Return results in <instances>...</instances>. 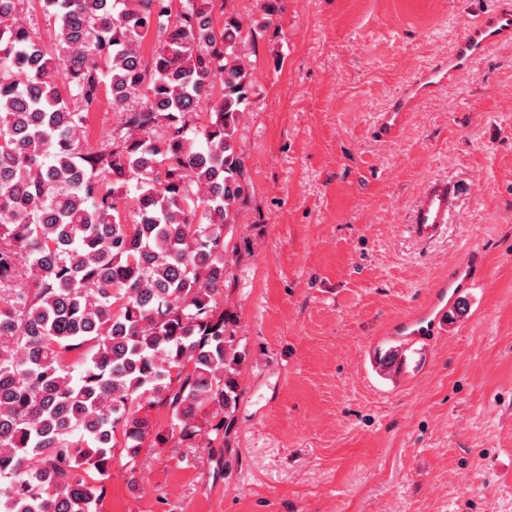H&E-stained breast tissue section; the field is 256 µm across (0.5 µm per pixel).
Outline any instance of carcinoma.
Segmentation results:
<instances>
[{
  "label": "carcinoma",
  "mask_w": 512,
  "mask_h": 512,
  "mask_svg": "<svg viewBox=\"0 0 512 512\" xmlns=\"http://www.w3.org/2000/svg\"><path fill=\"white\" fill-rule=\"evenodd\" d=\"M38 2L53 52L0 0V512H98L116 449L214 456L234 424L246 352L218 296L257 31L217 0ZM105 95L120 124L91 150Z\"/></svg>",
  "instance_id": "cac0c4a2"
}]
</instances>
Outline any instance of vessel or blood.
Returning <instances> with one entry per match:
<instances>
[{
  "label": "vessel or blood",
  "instance_id": "1",
  "mask_svg": "<svg viewBox=\"0 0 512 512\" xmlns=\"http://www.w3.org/2000/svg\"><path fill=\"white\" fill-rule=\"evenodd\" d=\"M511 44L512 0H492L491 5L479 10L454 39L447 56L421 71L379 112L375 125L377 136L394 138L408 113L420 101L473 74L492 47ZM454 205L455 191L447 182L428 181L413 207L412 224L416 235L426 240L438 236ZM481 272V265L475 260L456 264L447 280L437 284L430 300L396 327V335L408 340L435 335L438 325L454 309L460 293L473 288Z\"/></svg>",
  "mask_w": 512,
  "mask_h": 512
}]
</instances>
